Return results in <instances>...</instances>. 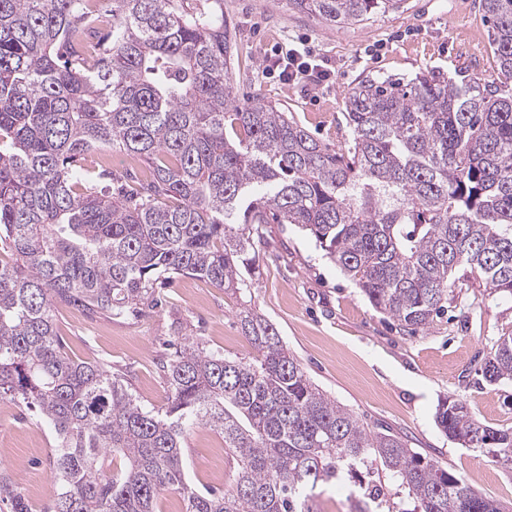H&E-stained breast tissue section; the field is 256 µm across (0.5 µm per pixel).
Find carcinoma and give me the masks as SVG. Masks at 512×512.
Wrapping results in <instances>:
<instances>
[{"instance_id": "cac0c4a2", "label": "carcinoma", "mask_w": 512, "mask_h": 512, "mask_svg": "<svg viewBox=\"0 0 512 512\" xmlns=\"http://www.w3.org/2000/svg\"><path fill=\"white\" fill-rule=\"evenodd\" d=\"M105 2L112 42L93 61L79 45L93 9L77 0H0V401L53 430L46 512H311L320 484L361 491L355 512H501L408 441L370 429L311 381L276 327L248 304L246 278L266 224L312 237L379 312L416 331L474 280L512 298V0H481L497 79L367 77L345 94L349 132L332 149L277 104L241 100L236 43L218 10L175 0ZM402 0H288L330 24L395 11ZM144 161L141 190L73 167L99 149ZM109 178L103 187L97 182ZM175 276L242 301L250 359L181 336L162 364L166 409L143 406L120 376L66 356L58 304L122 316L158 306ZM512 379V332L481 368ZM435 421L448 438L512 465V431L481 424L452 397ZM207 427L237 469L202 494L182 443ZM0 502L30 512L0 472Z\"/></svg>"}]
</instances>
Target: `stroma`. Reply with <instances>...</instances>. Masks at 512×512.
<instances>
[{
    "label": "stroma",
    "instance_id": "1",
    "mask_svg": "<svg viewBox=\"0 0 512 512\" xmlns=\"http://www.w3.org/2000/svg\"><path fill=\"white\" fill-rule=\"evenodd\" d=\"M238 53L232 73L239 98L285 105L311 135L343 145L344 97L364 76L410 78L425 68L445 73L465 68L491 79L497 64L479 0H404L401 8L364 22L335 25L294 11L287 0H224ZM306 39L329 77L316 86L287 85L262 71L278 46ZM80 169L123 174L138 188L141 161L108 149L85 155ZM251 306L278 329L311 380L352 410L369 428L389 430L422 457L462 478L485 498L512 506V466L489 462L476 448L445 436L434 421L441 398L452 396L482 424L512 430V382L486 381L479 369L493 342L512 332V300L477 287L458 290L455 301L424 330L412 332L376 311L305 232L268 224L253 275ZM158 308L123 319L60 305L55 326L76 361L97 362L124 374L147 407L168 405L159 362L170 349L174 326L213 351L249 358L255 350L238 321V295L209 281L181 276L159 291ZM482 300L470 307L472 297ZM49 426L25 407L0 408V470L33 512L51 503ZM185 473L197 489L230 486L234 460L224 440L199 427L182 450Z\"/></svg>",
    "mask_w": 512,
    "mask_h": 512
}]
</instances>
